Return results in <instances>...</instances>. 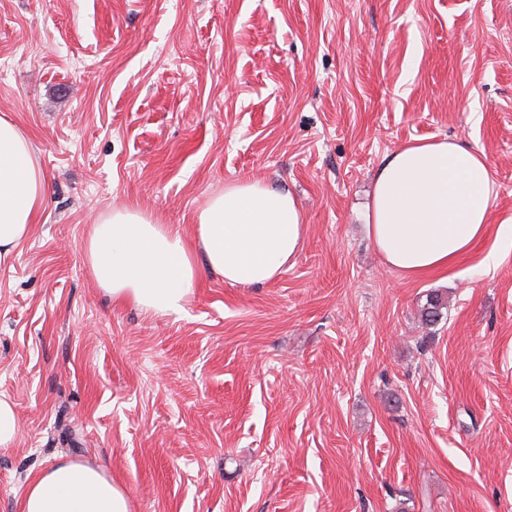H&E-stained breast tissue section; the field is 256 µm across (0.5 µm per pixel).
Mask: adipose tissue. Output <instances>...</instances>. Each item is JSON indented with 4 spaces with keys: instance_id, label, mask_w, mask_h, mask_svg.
<instances>
[{
    "instance_id": "1",
    "label": "adipose tissue",
    "mask_w": 512,
    "mask_h": 512,
    "mask_svg": "<svg viewBox=\"0 0 512 512\" xmlns=\"http://www.w3.org/2000/svg\"><path fill=\"white\" fill-rule=\"evenodd\" d=\"M45 190L28 137L0 114V263L30 237ZM495 196L481 148L447 137L421 139L376 171L366 234L404 279L446 273L488 234ZM197 233L209 271L231 285H263L298 256L304 213L290 191L262 179L235 181L207 199ZM87 257L113 301L154 314L180 310L197 278L195 256L180 232L131 207L112 209L95 224ZM21 512H132V503L105 471L60 461L27 485Z\"/></svg>"
}]
</instances>
